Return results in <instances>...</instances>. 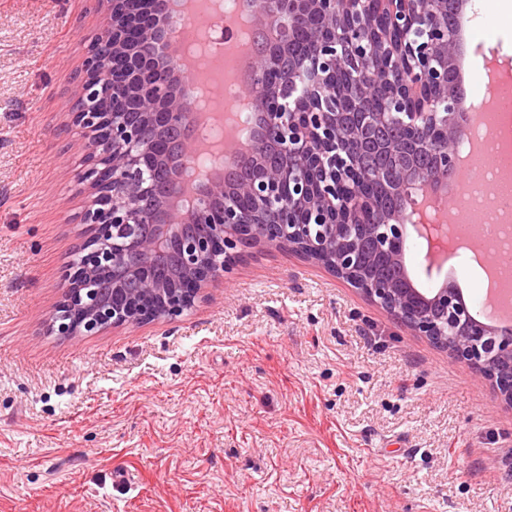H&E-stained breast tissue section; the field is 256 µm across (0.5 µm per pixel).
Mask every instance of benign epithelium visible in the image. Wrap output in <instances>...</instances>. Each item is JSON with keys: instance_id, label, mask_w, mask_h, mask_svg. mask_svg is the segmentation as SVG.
<instances>
[{"instance_id": "benign-epithelium-1", "label": "benign epithelium", "mask_w": 512, "mask_h": 512, "mask_svg": "<svg viewBox=\"0 0 512 512\" xmlns=\"http://www.w3.org/2000/svg\"><path fill=\"white\" fill-rule=\"evenodd\" d=\"M108 0L101 52L87 53L79 96L95 102L71 113L86 142L76 181L89 190L77 223L89 229L81 261L62 272L63 299L48 329L58 336H92L110 327L174 321L195 306L200 290L230 272L244 242L288 248L325 265L417 336L448 350L477 370L512 404V331L498 332L471 317L457 291L443 283L425 294L409 277L373 275L362 262L382 260L406 270L414 189L448 191L460 177L456 149L462 133L464 94L457 78L465 52L459 16L468 0H273L284 21L281 38L256 59L255 85L263 107V135L254 157L274 144L275 166L256 163V175L229 182L214 175L193 205L179 204L184 166L170 167L168 183L144 179L156 170L159 132L188 126L181 85L186 59L166 58L162 76L145 86L146 63L128 49L131 34L157 35L150 17L165 0ZM313 15L315 51L288 68L281 56L296 29ZM126 59L130 107L116 111L99 84L101 55ZM344 68L350 82L336 87ZM370 139L382 165L369 169L353 143ZM253 203L242 209L238 200ZM170 253L175 264L161 277L142 271ZM112 275L111 304L93 283Z\"/></svg>"}]
</instances>
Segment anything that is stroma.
<instances>
[{"instance_id": "stroma-1", "label": "stroma", "mask_w": 512, "mask_h": 512, "mask_svg": "<svg viewBox=\"0 0 512 512\" xmlns=\"http://www.w3.org/2000/svg\"><path fill=\"white\" fill-rule=\"evenodd\" d=\"M498 4L464 12L474 103L485 60L512 65ZM106 18L0 0V512H512V405L295 253L246 249L171 322L48 332L87 237L71 108Z\"/></svg>"}]
</instances>
